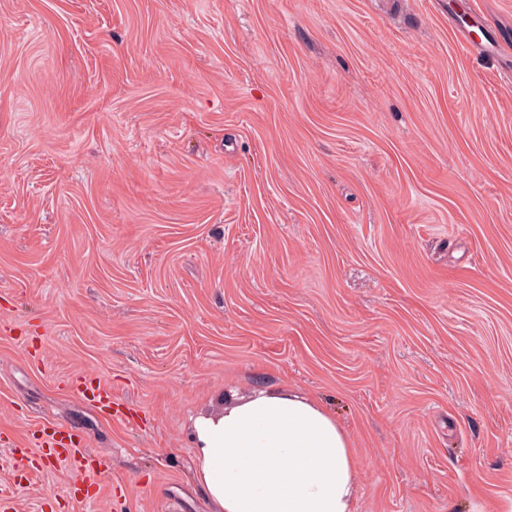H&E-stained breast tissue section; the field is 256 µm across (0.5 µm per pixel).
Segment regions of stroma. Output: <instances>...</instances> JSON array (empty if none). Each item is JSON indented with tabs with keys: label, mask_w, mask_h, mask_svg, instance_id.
Returning <instances> with one entry per match:
<instances>
[{
	"label": "stroma",
	"mask_w": 512,
	"mask_h": 512,
	"mask_svg": "<svg viewBox=\"0 0 512 512\" xmlns=\"http://www.w3.org/2000/svg\"><path fill=\"white\" fill-rule=\"evenodd\" d=\"M511 64L512 0H0V505L212 512L195 419L286 384L357 512H512ZM37 446L41 454L57 462L82 463V461H85L83 471L89 475L93 476L106 469L104 461L86 455L82 448H77L73 439L69 438V434L65 435L62 431H55L52 434L43 432Z\"/></svg>",
	"instance_id": "stroma-1"
}]
</instances>
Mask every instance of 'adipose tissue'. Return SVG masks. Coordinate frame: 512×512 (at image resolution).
Instances as JSON below:
<instances>
[{"label":"adipose tissue","instance_id":"1","mask_svg":"<svg viewBox=\"0 0 512 512\" xmlns=\"http://www.w3.org/2000/svg\"><path fill=\"white\" fill-rule=\"evenodd\" d=\"M195 482L216 512H356L351 441L318 400L283 385L194 425Z\"/></svg>","mask_w":512,"mask_h":512}]
</instances>
